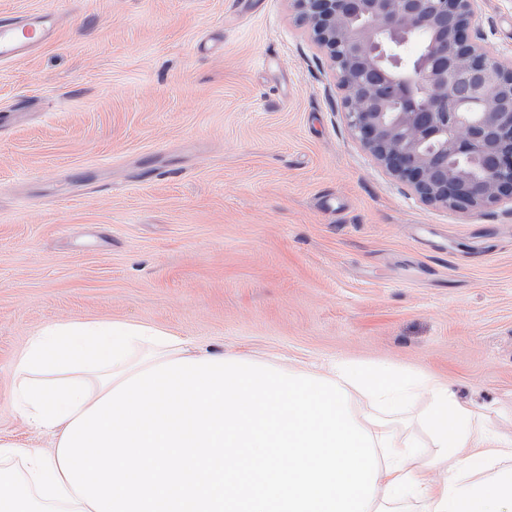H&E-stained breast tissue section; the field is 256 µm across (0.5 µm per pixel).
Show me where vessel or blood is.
Wrapping results in <instances>:
<instances>
[{"label": "vessel or blood", "mask_w": 512, "mask_h": 512, "mask_svg": "<svg viewBox=\"0 0 512 512\" xmlns=\"http://www.w3.org/2000/svg\"><path fill=\"white\" fill-rule=\"evenodd\" d=\"M55 14L39 11L22 16H0V62L15 59L52 37Z\"/></svg>", "instance_id": "1"}]
</instances>
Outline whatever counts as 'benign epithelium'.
Here are the masks:
<instances>
[{
    "label": "benign epithelium",
    "instance_id": "benign-epithelium-1",
    "mask_svg": "<svg viewBox=\"0 0 512 512\" xmlns=\"http://www.w3.org/2000/svg\"><path fill=\"white\" fill-rule=\"evenodd\" d=\"M346 91L345 117L362 148L423 201L481 208L512 197V60L486 54L469 29L478 0H291ZM431 40L413 67L382 69L416 32ZM466 82L470 95L455 85Z\"/></svg>",
    "mask_w": 512,
    "mask_h": 512
}]
</instances>
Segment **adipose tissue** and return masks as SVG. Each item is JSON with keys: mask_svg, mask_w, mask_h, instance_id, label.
Returning a JSON list of instances; mask_svg holds the SVG:
<instances>
[{"mask_svg": "<svg viewBox=\"0 0 512 512\" xmlns=\"http://www.w3.org/2000/svg\"><path fill=\"white\" fill-rule=\"evenodd\" d=\"M210 351L165 328L137 322L46 325L14 365L18 408L36 430L61 440L66 427L122 381L178 358ZM329 380L373 438L375 497L366 512H512V437L491 434L484 414L428 374L340 360ZM426 398L416 421L433 448L421 456L398 426L406 404ZM0 512H94L64 476L56 453L0 441Z\"/></svg>", "mask_w": 512, "mask_h": 512, "instance_id": "adipose-tissue-1", "label": "adipose tissue"}]
</instances>
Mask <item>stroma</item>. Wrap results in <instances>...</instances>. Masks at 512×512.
Instances as JSON below:
<instances>
[{"label":"stroma","mask_w":512,"mask_h":512,"mask_svg":"<svg viewBox=\"0 0 512 512\" xmlns=\"http://www.w3.org/2000/svg\"><path fill=\"white\" fill-rule=\"evenodd\" d=\"M56 38L0 64V440L46 452L13 365L133 321L307 369L427 373L512 435V199L422 202L352 136L290 0H0ZM470 34L512 59V0Z\"/></svg>","instance_id":"stroma-1"}]
</instances>
